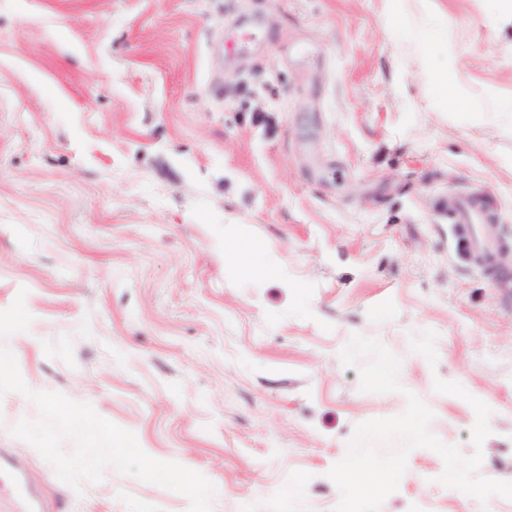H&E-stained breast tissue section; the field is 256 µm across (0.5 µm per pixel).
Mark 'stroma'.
<instances>
[{
	"label": "stroma",
	"instance_id": "35a3bbf8",
	"mask_svg": "<svg viewBox=\"0 0 512 512\" xmlns=\"http://www.w3.org/2000/svg\"><path fill=\"white\" fill-rule=\"evenodd\" d=\"M248 51L231 48L240 34ZM463 108H449L447 91ZM480 196L494 268L456 250L449 204ZM283 280L241 279L225 240ZM400 358L366 393L352 335ZM0 348L201 473L212 512H333L358 423L402 415L512 482V14L497 0H0ZM0 460L36 512H189L106 466L74 490L12 436ZM413 449L380 512H512L444 486ZM300 486L285 499L281 492Z\"/></svg>",
	"mask_w": 512,
	"mask_h": 512
}]
</instances>
